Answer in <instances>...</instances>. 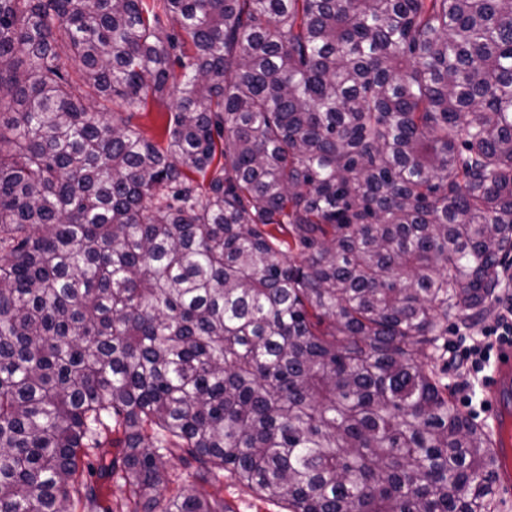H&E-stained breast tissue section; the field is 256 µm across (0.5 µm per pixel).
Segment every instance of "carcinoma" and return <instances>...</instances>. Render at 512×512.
I'll list each match as a JSON object with an SVG mask.
<instances>
[{"label": "carcinoma", "instance_id": "cac0c4a2", "mask_svg": "<svg viewBox=\"0 0 512 512\" xmlns=\"http://www.w3.org/2000/svg\"><path fill=\"white\" fill-rule=\"evenodd\" d=\"M511 255L512 0H0V512H495ZM175 96L170 93L163 100H157L155 97L148 94V111L143 114L136 115L132 122L137 124L148 137H152L159 141L160 126L163 122V117L166 118L168 112H172V104ZM507 269H511L512 272V255L503 267L507 288H503L499 299L492 303L490 312L480 319L472 330L466 332L461 329L464 334H457L452 349H448L450 356L454 354V361L458 365L459 380H456L458 371L449 360L447 371L448 383L451 382L453 386L455 382L456 390L462 394V402L466 406H471L473 403L476 414L472 415L470 409L463 406L453 386L454 399L458 408L479 424L491 425L490 421H485V413L480 409L483 406L482 403L479 406L480 396L473 402L476 384L485 383L490 376L485 386V398L491 412L497 441L502 447L510 446L512 424V280L507 279ZM505 302L503 311L491 323L484 326L501 310ZM500 346L502 347L497 352L491 375H489L486 372L491 368L495 353ZM193 469L192 464L173 458L170 472L176 480L170 485V490L186 489L208 498L224 499V505L231 512H286L283 501L248 488L227 472L216 482L205 485L194 483L189 476ZM82 478L85 481H87L88 483L92 482V483L98 485L99 492H100L101 498L103 500H109V499L115 500V499H119L121 497H128L131 494L129 487L123 486L122 481H120V480L118 482H116L115 480L110 481V482L98 481L97 477L95 475L92 476L87 471L86 468L83 472Z\"/></svg>", "mask_w": 512, "mask_h": 512}]
</instances>
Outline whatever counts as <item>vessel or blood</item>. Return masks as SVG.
<instances>
[{"label":"vessel or blood","instance_id":"1","mask_svg":"<svg viewBox=\"0 0 512 512\" xmlns=\"http://www.w3.org/2000/svg\"><path fill=\"white\" fill-rule=\"evenodd\" d=\"M485 398L498 442L504 447L512 445V345L498 350Z\"/></svg>","mask_w":512,"mask_h":512}]
</instances>
